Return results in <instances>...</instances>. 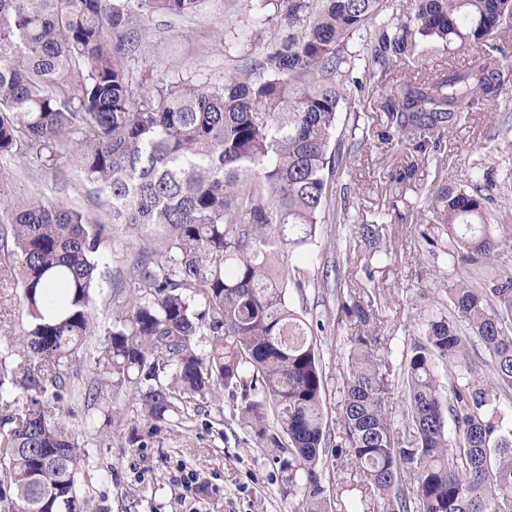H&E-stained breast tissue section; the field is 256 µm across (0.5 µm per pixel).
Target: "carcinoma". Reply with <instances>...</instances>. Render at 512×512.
<instances>
[{"label": "carcinoma", "instance_id": "carcinoma-1", "mask_svg": "<svg viewBox=\"0 0 512 512\" xmlns=\"http://www.w3.org/2000/svg\"><path fill=\"white\" fill-rule=\"evenodd\" d=\"M255 2L260 21L273 5L300 31L222 83L178 77L147 89L131 61L200 0H0V157L50 166L70 156L112 200V223L129 225L131 251L126 272L106 278V225L47 197L10 207L0 225V251L23 256L29 317V363L0 355V498L26 512H83L79 481L105 475L60 424L65 399L88 421L112 419V404L132 396L148 421L173 425L224 385L239 391L241 425L302 512H328V453L354 465L336 469V484L359 492L343 512H512V273L492 262L504 227L487 217L483 177L429 202L447 238L421 232L428 252L471 272L443 288L452 315L428 318L403 352L404 432L389 412L392 363L355 299L342 309L366 329L348 337L330 428L313 330L289 305V263H272L315 236L358 147L343 151L335 137L350 44L382 71L411 62L423 41L475 47L463 68L431 78L410 68L387 90L386 129L424 154L467 113L497 110L512 52L485 47L512 22V0H413L412 14L390 19L383 0ZM105 282L128 301L101 322L93 304Z\"/></svg>", "mask_w": 512, "mask_h": 512}]
</instances>
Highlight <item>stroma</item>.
I'll return each mask as SVG.
<instances>
[{
  "label": "stroma",
  "mask_w": 512,
  "mask_h": 512,
  "mask_svg": "<svg viewBox=\"0 0 512 512\" xmlns=\"http://www.w3.org/2000/svg\"><path fill=\"white\" fill-rule=\"evenodd\" d=\"M287 34L280 20L258 22L254 0H202L196 14L153 38L138 67L149 70L155 84L178 76L220 83L242 68L245 55ZM398 73L356 61L355 82L338 117L339 134L352 130L362 141L337 178L348 193L325 208L306 254L294 260L303 286L288 290L293 307L323 325L315 340L331 423L349 370L347 338L357 330L341 309L344 302L369 305L380 322L382 350L396 366L426 319L450 311L443 285L465 272L421 245V231H443L428 209L431 193L444 185L469 188L477 167L490 169L486 206L507 226L502 252L512 259V179L505 176L512 168V71L505 74L498 111L469 113L427 156L380 136L386 125L381 102ZM0 170L5 196L22 201L42 194L106 224L107 267L123 265L125 225L112 223L105 194L70 161L56 170L32 158H2ZM19 266L16 256L0 258V352L10 353L14 367L26 362L18 343L27 326ZM239 406L238 393L221 390L192 406L177 427L147 422L139 401L126 398L116 405L118 421L89 429L82 413L62 405L61 419L91 450L90 467L112 474L86 490V512H297L266 448L240 424Z\"/></svg>",
  "instance_id": "35a3bbf8"
}]
</instances>
